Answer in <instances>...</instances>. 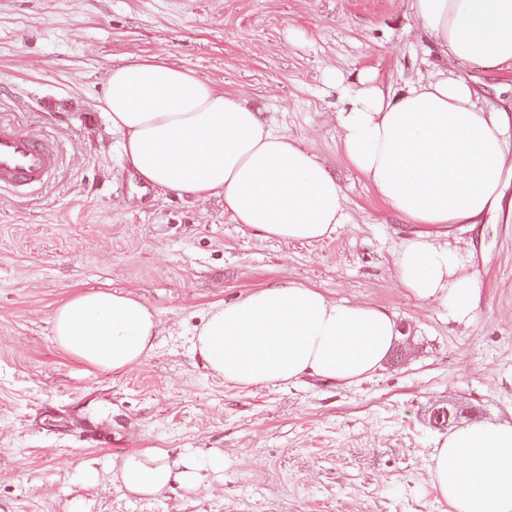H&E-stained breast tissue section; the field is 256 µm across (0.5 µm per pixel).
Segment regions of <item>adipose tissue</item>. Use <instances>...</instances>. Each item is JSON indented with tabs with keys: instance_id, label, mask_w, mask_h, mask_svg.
Listing matches in <instances>:
<instances>
[{
	"instance_id": "1",
	"label": "adipose tissue",
	"mask_w": 512,
	"mask_h": 512,
	"mask_svg": "<svg viewBox=\"0 0 512 512\" xmlns=\"http://www.w3.org/2000/svg\"><path fill=\"white\" fill-rule=\"evenodd\" d=\"M418 25L448 61L399 88L358 77L340 115L341 150L390 210L421 232L393 253L395 276L416 300L450 318L473 317L480 281L442 242L443 228L480 224L502 207L512 172V119L484 107L456 76L477 63L512 71V0H408ZM105 107L125 135L123 153L139 179L185 197H220L235 223L285 243L317 242L347 223L345 197L326 164L273 130L242 97L193 72L133 57L108 75ZM58 345L97 368L135 367L153 351L160 319L140 301L94 291L60 305ZM400 334L388 309L327 299L297 283L216 304L193 333V348L224 381L256 387L315 376L361 381L386 360ZM112 481L153 498L194 491L224 475V455L161 448L121 457ZM430 476L448 512H512V421L449 430L431 454Z\"/></svg>"
}]
</instances>
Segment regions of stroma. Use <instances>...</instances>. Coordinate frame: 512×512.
<instances>
[{"label":"stroma","instance_id":"35a3bbf8","mask_svg":"<svg viewBox=\"0 0 512 512\" xmlns=\"http://www.w3.org/2000/svg\"><path fill=\"white\" fill-rule=\"evenodd\" d=\"M133 56L257 107L330 167L347 223L286 244L234 223L221 198L140 182L103 103L108 73ZM443 63L406 0H0V118L60 150L43 185L0 193V512H448L430 477L429 410L459 406L458 427L512 418V211L448 231L481 284L473 319L416 301L392 252L417 227L350 166L339 142L349 101L326 80L367 69L398 86ZM459 73L512 117V71ZM298 282L395 313L412 336L407 357L347 386L244 388L209 374L192 333L210 306ZM90 290L158 312L142 364L98 369L57 345L55 309ZM144 448L220 449L224 479L129 495L110 465ZM85 463L95 486L74 478Z\"/></svg>","mask_w":512,"mask_h":512}]
</instances>
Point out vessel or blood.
<instances>
[{
	"label": "vessel or blood",
	"instance_id": "b4317fda",
	"mask_svg": "<svg viewBox=\"0 0 512 512\" xmlns=\"http://www.w3.org/2000/svg\"><path fill=\"white\" fill-rule=\"evenodd\" d=\"M54 144L0 123V188L23 190L41 183L56 167Z\"/></svg>",
	"mask_w": 512,
	"mask_h": 512
}]
</instances>
